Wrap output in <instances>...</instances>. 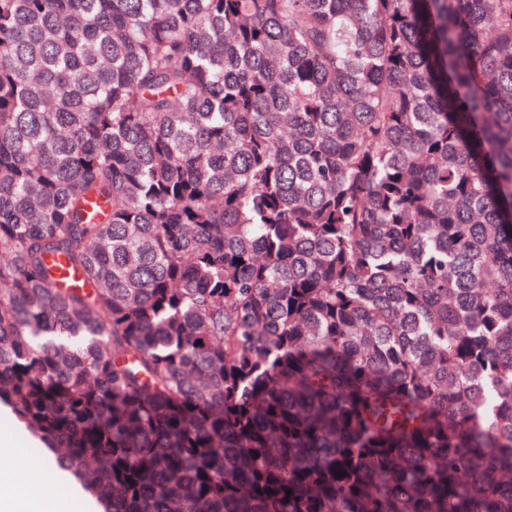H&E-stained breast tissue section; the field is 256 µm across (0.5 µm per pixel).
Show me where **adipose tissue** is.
<instances>
[{
  "label": "adipose tissue",
  "mask_w": 512,
  "mask_h": 512,
  "mask_svg": "<svg viewBox=\"0 0 512 512\" xmlns=\"http://www.w3.org/2000/svg\"><path fill=\"white\" fill-rule=\"evenodd\" d=\"M40 474L15 469L0 470V512H57L51 489L41 474L57 473L55 458L42 461Z\"/></svg>",
  "instance_id": "obj_1"
}]
</instances>
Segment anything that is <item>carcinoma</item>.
<instances>
[{
	"label": "carcinoma",
	"instance_id": "obj_1",
	"mask_svg": "<svg viewBox=\"0 0 512 512\" xmlns=\"http://www.w3.org/2000/svg\"><path fill=\"white\" fill-rule=\"evenodd\" d=\"M0 405L103 512H512V0H0Z\"/></svg>",
	"mask_w": 512,
	"mask_h": 512
}]
</instances>
